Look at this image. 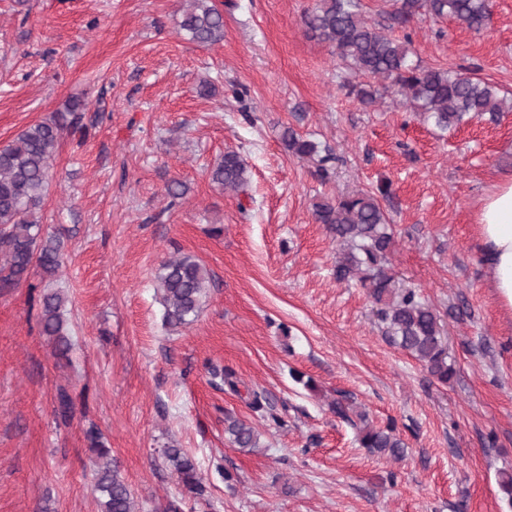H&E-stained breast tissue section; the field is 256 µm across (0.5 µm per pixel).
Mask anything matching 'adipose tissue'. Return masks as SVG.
Here are the masks:
<instances>
[{
  "mask_svg": "<svg viewBox=\"0 0 512 512\" xmlns=\"http://www.w3.org/2000/svg\"><path fill=\"white\" fill-rule=\"evenodd\" d=\"M477 238L492 271L499 306L512 313V180L499 183L475 214Z\"/></svg>",
  "mask_w": 512,
  "mask_h": 512,
  "instance_id": "adipose-tissue-1",
  "label": "adipose tissue"
}]
</instances>
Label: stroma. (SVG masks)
Listing matches in <instances>:
<instances>
[{"label":"stroma","instance_id":"1","mask_svg":"<svg viewBox=\"0 0 512 512\" xmlns=\"http://www.w3.org/2000/svg\"><path fill=\"white\" fill-rule=\"evenodd\" d=\"M214 3L224 39L199 47L180 28L185 0H0V146L75 100L96 122L84 141L61 139L42 209L65 241L67 356L41 333L39 273L0 288V512H97L92 426L143 512H512L499 488L512 472V316L474 225L481 198L512 180V112L440 134L400 99L350 95L349 70L304 23L316 0ZM394 34L422 65L512 96V0H492L478 33L422 13ZM288 128L331 161L289 153ZM229 150L251 171L246 193L210 180ZM383 179L390 265L441 319L445 384L388 343L363 288L333 279L336 242L313 216L320 197ZM177 254L213 285L172 334L155 276ZM213 366L266 391L287 426L216 385ZM342 393L373 425L395 421L403 460L360 447L329 410ZM228 411L260 449L229 443ZM171 445L195 458L203 498L163 466Z\"/></svg>","mask_w":512,"mask_h":512}]
</instances>
